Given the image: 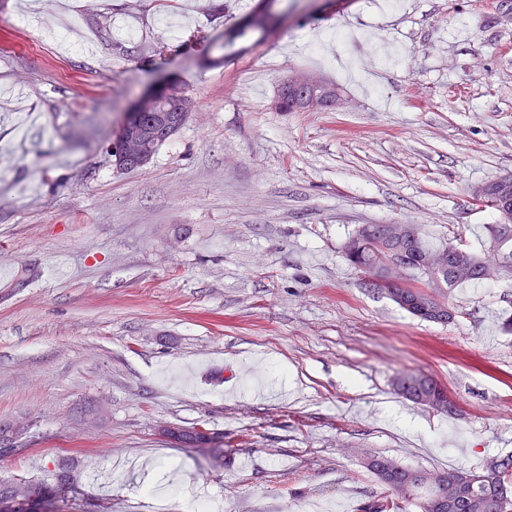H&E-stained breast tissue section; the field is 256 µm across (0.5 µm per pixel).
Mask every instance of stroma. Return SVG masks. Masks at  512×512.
Masks as SVG:
<instances>
[{
  "instance_id": "1",
  "label": "stroma",
  "mask_w": 512,
  "mask_h": 512,
  "mask_svg": "<svg viewBox=\"0 0 512 512\" xmlns=\"http://www.w3.org/2000/svg\"><path fill=\"white\" fill-rule=\"evenodd\" d=\"M0 0V484L69 477L62 512H348L383 487L363 462L461 469L512 455V280L411 317L343 257L365 224H417L485 254L478 185L512 172V9L502 0H277L281 25L201 68L257 0ZM105 16L138 59L108 51ZM167 45L163 54L151 47ZM179 77L193 105L149 166L118 170L113 125ZM315 75L341 103L278 112ZM421 373L460 407L396 395ZM204 420L218 458L164 425Z\"/></svg>"
}]
</instances>
